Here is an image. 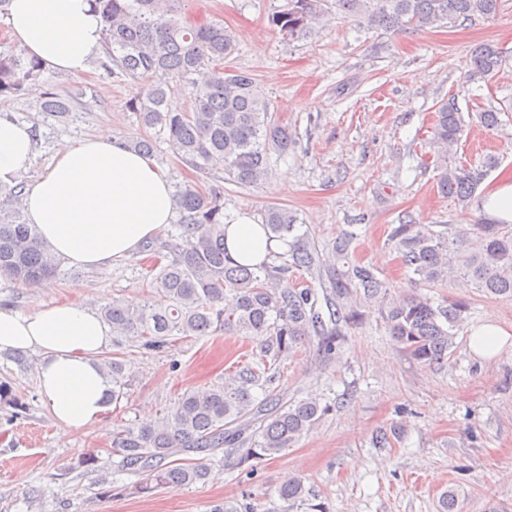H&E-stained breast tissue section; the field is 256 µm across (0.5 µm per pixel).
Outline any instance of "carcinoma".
<instances>
[{
    "label": "carcinoma",
    "mask_w": 512,
    "mask_h": 512,
    "mask_svg": "<svg viewBox=\"0 0 512 512\" xmlns=\"http://www.w3.org/2000/svg\"><path fill=\"white\" fill-rule=\"evenodd\" d=\"M502 0H286L271 14L270 23L284 38H307L314 26L336 14L368 28L404 32L454 23L475 16L492 17ZM103 23V53L97 65L106 74L132 80L155 78L146 93L126 106L154 134L127 141L129 148L151 155L160 142L186 166L208 174L223 171L231 181L254 186L269 178L271 154L288 155L294 140L288 127L272 120L270 103L260 97L248 70L224 68V59L237 51L233 31L220 22L189 24L175 8L162 9L158 0H92ZM506 61L498 45L487 42L472 52L471 74L489 77ZM43 62L11 52L0 53V96L19 95L38 80ZM192 88L190 112L171 108L174 88ZM85 91L61 93L50 87L36 108L58 120L84 105ZM464 121L450 103L436 112L431 147L439 171L438 192L470 210L488 174L499 164L490 155L478 166L448 164V145L463 133ZM25 181L0 185V277L26 284L55 275L58 262L18 206ZM181 221L160 247L154 265L152 298L115 299L102 311L112 335L132 336L140 348L159 351L176 336H208L224 332L258 341L259 361L228 374L224 384L189 389L159 419L112 432V453L121 457L117 469L145 473L146 480L119 492L151 494L159 489H183L205 481L210 469L190 462V453L227 448L237 466L261 460L294 446L330 410L316 397L284 401L273 385L277 365L301 344L318 341L331 351L343 338L341 323L355 321V297L374 299L386 293L385 283L368 265L348 260L354 237L336 241V260L346 268L331 279L327 309L318 306L311 288L288 286V275L320 270L319 255L297 217L272 206L264 215L269 237L288 243L285 254L250 268L229 256L224 246V199L195 182L176 186L173 195ZM389 244L413 281L438 288L460 276L482 293L512 300V224H499L485 213L472 224L435 231L412 218L392 227ZM466 304L435 303L413 294L386 311L390 336L423 365L445 359L464 322ZM112 383L110 401L126 397L131 378L123 354L101 362ZM259 389L260 400L254 395ZM290 512L304 501L299 476H290L276 489Z\"/></svg>",
    "instance_id": "cac0c4a2"
}]
</instances>
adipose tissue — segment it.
Here are the masks:
<instances>
[{
	"label": "adipose tissue",
	"mask_w": 512,
	"mask_h": 512,
	"mask_svg": "<svg viewBox=\"0 0 512 512\" xmlns=\"http://www.w3.org/2000/svg\"><path fill=\"white\" fill-rule=\"evenodd\" d=\"M10 36L45 67L81 75L102 45V24L90 0H9ZM32 128L0 118V182L12 183L33 165ZM52 252L64 263L98 268L130 256L173 223L172 188L152 159L124 148L111 130L57 145L52 167L21 197ZM231 257L258 265L281 249L253 217L239 216L224 227ZM112 328L76 303L46 305L24 314L0 306V351L32 350L41 356L39 391L64 428L100 426L111 385L97 357L110 344ZM512 346V332L493 315L475 326L469 348L494 359Z\"/></svg>",
	"instance_id": "ef3b65f1"
}]
</instances>
